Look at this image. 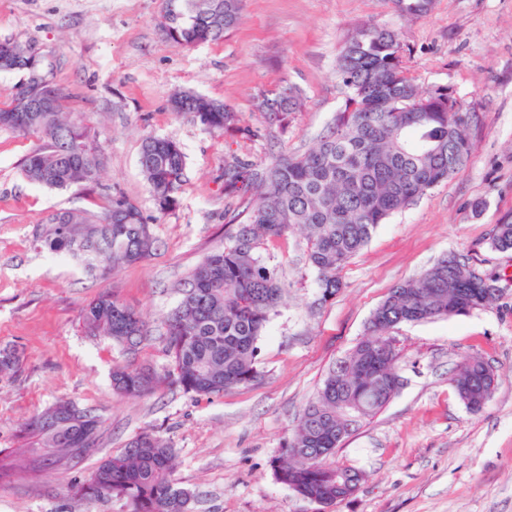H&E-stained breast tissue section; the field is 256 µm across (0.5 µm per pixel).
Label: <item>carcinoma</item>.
<instances>
[{"instance_id": "carcinoma-1", "label": "carcinoma", "mask_w": 512, "mask_h": 512, "mask_svg": "<svg viewBox=\"0 0 512 512\" xmlns=\"http://www.w3.org/2000/svg\"><path fill=\"white\" fill-rule=\"evenodd\" d=\"M407 15H422L431 0H395ZM240 0H162L167 39L184 47L224 40L238 22ZM23 44L0 39V71L26 70ZM12 101L0 107V129L34 137L39 145L21 172L31 184L49 189L99 183L101 147L83 121L63 111L62 94L49 71L27 70ZM338 75L346 90L334 126L307 152L281 156L265 168L238 160L224 169V191L253 192L246 219L227 236L224 248L206 255L181 284V298L166 316V351L172 377L183 391L220 395L258 377L257 343L285 293L277 267L258 252L262 241L299 227L307 237L306 260L317 272L320 300L336 295L338 273L369 242L374 230L427 191L448 181L468 161L475 113L437 87L421 89L402 66L397 29L360 25L346 39ZM302 105L292 87L262 95L258 110L266 123L281 127ZM171 111L196 119L213 133L255 131L239 125L238 113L222 101L190 91L170 98ZM139 166L157 212L178 204L186 182V156L173 140L148 135ZM151 218L120 193L100 210L52 214L37 230L35 246L78 261L88 273L145 260L154 245ZM490 245L512 251V216L495 226ZM470 258L450 253L419 276L390 289L373 312L367 336L373 343L404 322L465 315L481 299L482 278ZM85 330L105 336L136 354L149 339L145 321L121 298L104 292L81 312ZM357 361L340 360L317 397L303 411L293 436L274 461L277 481L310 501L331 505L352 495L336 469L309 461L336 448V409L362 421L381 406L372 402L384 378L379 358L361 346ZM19 356L0 349V374L17 370ZM491 366L479 357L463 362L450 383L467 410L484 405V381ZM166 377L149 368L117 366L112 388L141 397ZM100 418L77 403L60 400L33 416L27 432L40 436L51 456L61 458L92 444ZM89 499L116 498L128 512H190L193 493L179 486L172 446L152 432L135 435L124 451L100 461L80 485Z\"/></svg>"}]
</instances>
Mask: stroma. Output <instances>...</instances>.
I'll use <instances>...</instances> for the list:
<instances>
[{
  "instance_id": "stroma-1",
  "label": "stroma",
  "mask_w": 512,
  "mask_h": 512,
  "mask_svg": "<svg viewBox=\"0 0 512 512\" xmlns=\"http://www.w3.org/2000/svg\"><path fill=\"white\" fill-rule=\"evenodd\" d=\"M364 22L400 30L404 67L421 88H447L475 107L468 163L379 225L327 302L299 230L260 246L289 288L258 342L255 381L209 398L167 383L139 398L116 394L114 365L169 369L161 321L179 300L176 286L244 219L246 198L224 192L225 164L261 167L326 133L345 100L340 49ZM0 38L25 44L52 72L66 111L97 133L104 158L98 185L49 190L21 175L35 139L0 129V347L20 355L17 372L0 375V453L21 462L0 481V512H126L117 499H81L76 487L143 431L172 444L193 512H321L276 480L273 460L390 288L451 253L498 276L501 295L467 316L390 329L401 385L337 449L336 462L364 480L330 512H512V251L490 246L512 215V0H432L407 17L392 0H242L223 41L196 47L168 41L161 0H0ZM287 85L303 106L286 127L267 126L256 98ZM177 91L224 101L251 135L212 133L174 114ZM147 134L175 140L186 156L179 204L164 215L140 172ZM114 192L154 217L151 256L92 279L35 248L48 215L98 209ZM107 290L149 324L137 356L82 327L83 306ZM474 355L497 377L477 413L450 384ZM61 399L93 410L100 430L87 451L43 466V444L24 425Z\"/></svg>"
}]
</instances>
